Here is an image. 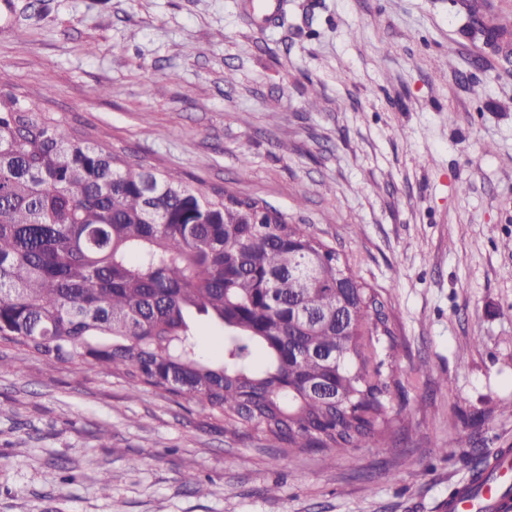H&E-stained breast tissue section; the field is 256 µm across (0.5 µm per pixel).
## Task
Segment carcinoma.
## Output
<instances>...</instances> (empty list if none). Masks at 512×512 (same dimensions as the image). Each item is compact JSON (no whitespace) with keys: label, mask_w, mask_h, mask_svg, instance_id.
Here are the masks:
<instances>
[{"label":"carcinoma","mask_w":512,"mask_h":512,"mask_svg":"<svg viewBox=\"0 0 512 512\" xmlns=\"http://www.w3.org/2000/svg\"><path fill=\"white\" fill-rule=\"evenodd\" d=\"M381 309L307 225L68 136L0 82V341L188 396L284 454L342 456L393 443Z\"/></svg>","instance_id":"1"}]
</instances>
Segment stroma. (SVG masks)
Masks as SVG:
<instances>
[{
  "label": "stroma",
  "instance_id": "obj_1",
  "mask_svg": "<svg viewBox=\"0 0 512 512\" xmlns=\"http://www.w3.org/2000/svg\"><path fill=\"white\" fill-rule=\"evenodd\" d=\"M249 2L0 0V77L63 132L349 258L385 305L401 440L285 456L196 400L1 343L0 512H440L512 448V0ZM471 8L501 43L462 32Z\"/></svg>",
  "mask_w": 512,
  "mask_h": 512
}]
</instances>
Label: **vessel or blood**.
<instances>
[{
    "instance_id": "b4317fda",
    "label": "vessel or blood",
    "mask_w": 512,
    "mask_h": 512,
    "mask_svg": "<svg viewBox=\"0 0 512 512\" xmlns=\"http://www.w3.org/2000/svg\"><path fill=\"white\" fill-rule=\"evenodd\" d=\"M512 477V450L494 449L485 471L449 495L445 512H512V500L504 499L499 481Z\"/></svg>"
}]
</instances>
